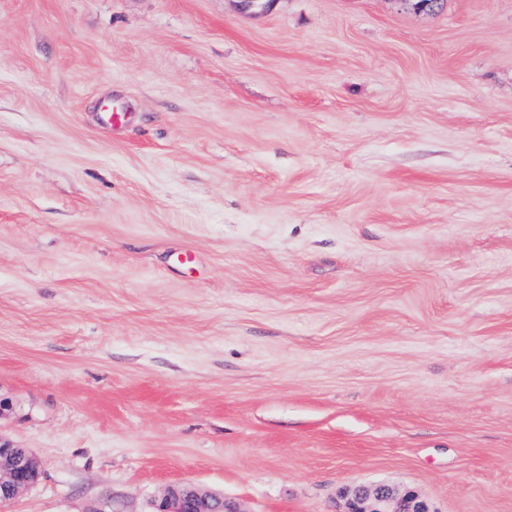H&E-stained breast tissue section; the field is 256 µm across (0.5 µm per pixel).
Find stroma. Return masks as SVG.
Wrapping results in <instances>:
<instances>
[{"label": "stroma", "instance_id": "35a3bbf8", "mask_svg": "<svg viewBox=\"0 0 512 512\" xmlns=\"http://www.w3.org/2000/svg\"><path fill=\"white\" fill-rule=\"evenodd\" d=\"M0 437V512H512V0H0ZM38 477L37 459L26 448H16L0 437V503L15 499L34 485ZM217 499L221 502L220 510L208 508L209 500ZM152 512H239L226 503L223 497L202 492L189 484H176L169 486L159 503L154 504ZM343 512H428L412 493L401 494L388 484L359 486L347 497Z\"/></svg>", "mask_w": 512, "mask_h": 512}]
</instances>
